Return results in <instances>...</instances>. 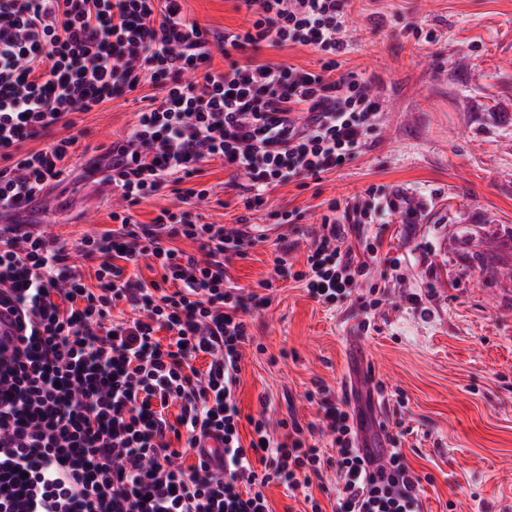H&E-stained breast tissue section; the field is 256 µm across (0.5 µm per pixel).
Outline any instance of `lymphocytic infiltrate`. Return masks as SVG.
<instances>
[{"label": "lymphocytic infiltrate", "mask_w": 512, "mask_h": 512, "mask_svg": "<svg viewBox=\"0 0 512 512\" xmlns=\"http://www.w3.org/2000/svg\"><path fill=\"white\" fill-rule=\"evenodd\" d=\"M183 2L0 0V304L29 318L19 346H0V512H271L270 482L305 493L329 468L336 512H422V478L401 449L370 469L348 399L316 389L332 455L300 425L276 440L265 414L243 416L248 317L268 301L232 269L262 236L243 217L204 224L192 213L211 194L209 161L247 178L251 211L361 153L382 112L370 82L341 68L348 0H238L248 28L213 36ZM289 45L316 55L315 68L261 57ZM145 72L152 91L133 128L84 166L119 204L113 228L77 247L90 285L64 243L18 216L66 178L74 114L137 91ZM40 139L46 147L27 150ZM170 174L184 210L137 222L133 207ZM341 210L359 225L385 215L374 191L328 202L298 274L325 302L350 297L368 267ZM144 261L156 278L139 277ZM122 305L129 315L113 316ZM214 436L222 447H206Z\"/></svg>", "instance_id": "1"}]
</instances>
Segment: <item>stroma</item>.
Listing matches in <instances>:
<instances>
[{"mask_svg": "<svg viewBox=\"0 0 512 512\" xmlns=\"http://www.w3.org/2000/svg\"><path fill=\"white\" fill-rule=\"evenodd\" d=\"M211 32L237 30L248 16L236 0H185ZM434 32L429 44L406 32ZM343 69L370 80L381 125L350 164L307 186L273 189L264 209L246 212L240 180L221 160L206 166L213 188L202 222L243 215L266 240L234 263L236 284L265 292L251 316L242 360L243 413L266 409L280 423H318L307 394L322 382L348 397L374 442L388 436L425 476L423 512H512V0H351ZM145 103L125 95L75 116L72 172L22 214L68 247L112 228V190L83 177L81 165L129 131ZM410 193L414 216L394 212L362 232L379 247L353 296L327 305L293 278L303 270L328 201ZM297 211L293 224L270 219ZM285 257L288 277L275 278ZM272 280L270 290L261 282ZM380 291L364 312L361 300ZM363 355L354 357L352 344ZM381 387L385 411L369 390Z\"/></svg>", "mask_w": 512, "mask_h": 512, "instance_id": "1", "label": "stroma"}]
</instances>
